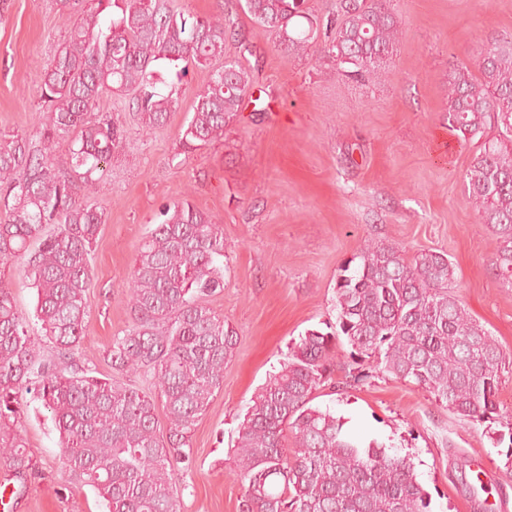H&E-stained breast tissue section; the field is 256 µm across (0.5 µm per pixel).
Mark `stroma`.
Segmentation results:
<instances>
[{
  "mask_svg": "<svg viewBox=\"0 0 512 512\" xmlns=\"http://www.w3.org/2000/svg\"><path fill=\"white\" fill-rule=\"evenodd\" d=\"M393 7L404 36L385 80L370 86L330 75L319 55L281 56L271 36L242 17L261 61L254 80L262 109H244L223 138L182 163L173 159L179 134L208 70L190 68L176 111L148 134L122 98L99 103L126 138L95 175L91 201L107 221L86 295L82 361L110 374L103 350L132 325L129 281L161 203L189 200L224 237V288L209 305L234 326L238 343L176 481L179 512H238L239 417L289 342L334 321L339 269L366 242L446 254L453 294L512 357V288L496 276V238L464 190L476 148L460 147L446 112L453 66L471 62L487 37L512 39V0H393ZM69 28L55 0H0V134L33 138L41 130V71ZM498 399L497 422L466 424L422 390L374 372L343 393L321 391L316 403L343 416L351 432L410 455L431 512H483L484 500L493 512H512L508 447L491 440L512 434V372ZM20 435L35 475L20 489L0 457L10 512H105L91 487L67 480L59 434L40 401H29ZM483 468L493 478L470 497L460 472Z\"/></svg>",
  "mask_w": 512,
  "mask_h": 512,
  "instance_id": "stroma-1",
  "label": "stroma"
}]
</instances>
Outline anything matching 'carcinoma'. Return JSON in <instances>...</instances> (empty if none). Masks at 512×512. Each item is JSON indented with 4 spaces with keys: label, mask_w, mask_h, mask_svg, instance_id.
Listing matches in <instances>:
<instances>
[{
    "label": "carcinoma",
    "mask_w": 512,
    "mask_h": 512,
    "mask_svg": "<svg viewBox=\"0 0 512 512\" xmlns=\"http://www.w3.org/2000/svg\"><path fill=\"white\" fill-rule=\"evenodd\" d=\"M56 4L72 26L43 70L42 130L35 140L0 136V456L21 479L33 470L17 433L32 393L53 414L65 472L93 487L107 512H179L176 471L190 463L195 427L223 387L238 340L208 305L224 287V238L189 200L161 204L129 282L134 325L105 351L113 376L85 366L86 294L106 215L77 198L75 187L91 190L124 136L112 118L91 112L113 93L129 97L143 128L162 126L189 67L208 68L179 141L189 155L224 136L252 89L253 44L239 13L281 54L315 52L332 74L363 84L385 76L402 22L390 0H336L325 18L309 0H243L241 12L226 8L210 18L171 0ZM448 131L477 141L465 191L497 238V276L512 288L511 39L487 38L473 65L454 68ZM62 141L69 142L64 171L55 163ZM19 260L37 290V333L8 287ZM452 278L446 255L409 258L396 244L368 243L341 266L336 321L291 342L237 427L238 512H430L410 456L350 435L334 411L313 401L320 390L365 381L363 360L372 358L374 369L415 385L464 423L499 419L497 394L512 360L448 291ZM342 337L351 352L340 384L333 374ZM141 372L164 403V432L154 397L123 381Z\"/></svg>",
    "instance_id": "obj_1"
}]
</instances>
